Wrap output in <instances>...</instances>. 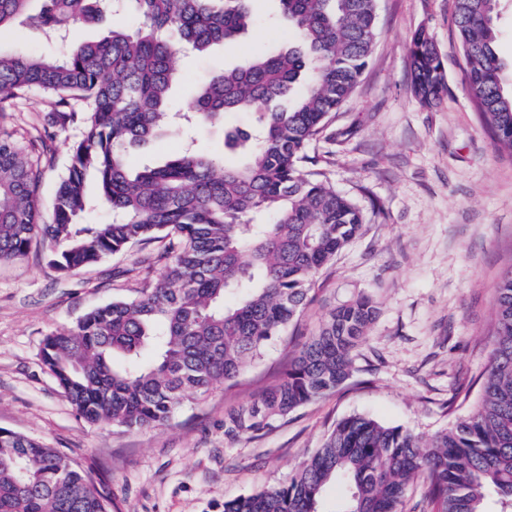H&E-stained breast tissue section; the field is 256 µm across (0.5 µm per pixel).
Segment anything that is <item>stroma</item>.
<instances>
[{
    "instance_id": "1",
    "label": "stroma",
    "mask_w": 512,
    "mask_h": 512,
    "mask_svg": "<svg viewBox=\"0 0 512 512\" xmlns=\"http://www.w3.org/2000/svg\"><path fill=\"white\" fill-rule=\"evenodd\" d=\"M256 23L234 41L183 51L173 106L213 73L260 49L285 46L278 0H252ZM426 29L447 92L423 106L411 88L409 47ZM379 35L351 98L330 117L315 156L336 191L353 198L360 235L316 277V298L232 388L179 409L165 426L123 431L86 424L44 367L45 336L89 309L135 296L157 280L139 259L163 253L156 239L74 275L32 248L0 265V428L33 437L95 471L112 512H222L225 500L289 481L336 422L363 414L423 437L465 415L480 393L493 331L495 290L512 271V154L495 148L469 94L453 0H379ZM51 107L31 91L0 103L20 141L41 130ZM68 131L57 136L41 187L51 213L56 182L70 164ZM378 315L358 348L354 372L335 392L259 433L227 435L224 417L253 402L287 370L328 311L359 296Z\"/></svg>"
}]
</instances>
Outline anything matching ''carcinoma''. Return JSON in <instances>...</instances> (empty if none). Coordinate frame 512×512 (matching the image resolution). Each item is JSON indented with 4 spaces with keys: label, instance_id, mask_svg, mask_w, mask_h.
<instances>
[{
    "label": "carcinoma",
    "instance_id": "cac0c4a2",
    "mask_svg": "<svg viewBox=\"0 0 512 512\" xmlns=\"http://www.w3.org/2000/svg\"><path fill=\"white\" fill-rule=\"evenodd\" d=\"M136 5L134 29L114 28L80 44L79 25ZM0 0V28L20 22L64 43L58 56L0 54V100L31 90L53 111L44 134L22 142L0 131V263L48 247L70 274L148 241L169 239L163 274L132 298L86 312L48 334L45 367L77 415L97 427L144 430L167 425L190 401L236 380L298 316L316 274L360 233L365 215L310 168V145L330 113L354 93L371 56L378 0H278L296 40L250 55L213 74L191 112L170 109L182 48L203 54L249 29L250 0ZM498 0H454L457 39L476 107L499 150L512 153V87L496 51ZM411 85L432 105L446 92L441 56L426 30L410 46ZM252 112L237 130L245 157L187 146L136 169L130 150L176 129L175 120L224 122ZM76 128L68 172L43 220L39 188L51 142ZM96 176L89 195L84 175ZM105 224L74 226L93 206ZM268 214L269 223L254 216ZM378 309L367 296L331 310L297 350L286 373L252 404L225 417L230 435L258 431L344 384L354 352ZM494 333L479 403L452 426L423 438L366 416L336 424L286 484L224 501L223 512H322L328 484L347 494L337 512H404L408 490L423 489L425 512H512V272L498 284ZM0 512H112L111 497L55 448L0 429Z\"/></svg>",
    "mask_w": 512,
    "mask_h": 512
}]
</instances>
